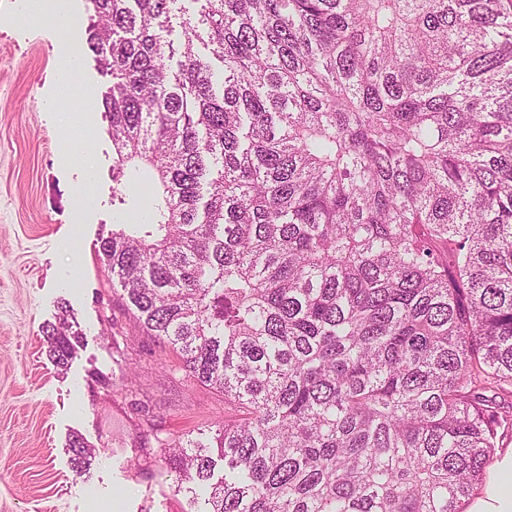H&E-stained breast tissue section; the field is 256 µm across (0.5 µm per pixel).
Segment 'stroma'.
Listing matches in <instances>:
<instances>
[{"label": "stroma", "instance_id": "1", "mask_svg": "<svg viewBox=\"0 0 512 512\" xmlns=\"http://www.w3.org/2000/svg\"><path fill=\"white\" fill-rule=\"evenodd\" d=\"M27 3L0 0V512H186L159 443L236 409L142 330L100 262V237L136 208L112 204L102 108L57 101L59 31ZM88 190L96 204L74 223ZM64 308L83 340L60 370L42 328ZM75 435L95 450L80 475Z\"/></svg>", "mask_w": 512, "mask_h": 512}]
</instances>
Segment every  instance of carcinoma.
<instances>
[{
	"label": "carcinoma",
	"mask_w": 512,
	"mask_h": 512,
	"mask_svg": "<svg viewBox=\"0 0 512 512\" xmlns=\"http://www.w3.org/2000/svg\"><path fill=\"white\" fill-rule=\"evenodd\" d=\"M86 10L112 205L158 188L100 261L238 412L162 448L190 512H461L512 394V0Z\"/></svg>",
	"instance_id": "cac0c4a2"
}]
</instances>
